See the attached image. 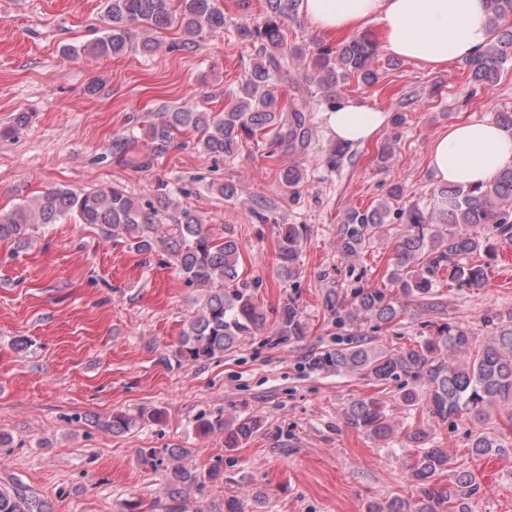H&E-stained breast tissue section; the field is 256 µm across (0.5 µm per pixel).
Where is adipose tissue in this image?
I'll return each instance as SVG.
<instances>
[{
    "label": "adipose tissue",
    "mask_w": 512,
    "mask_h": 512,
    "mask_svg": "<svg viewBox=\"0 0 512 512\" xmlns=\"http://www.w3.org/2000/svg\"><path fill=\"white\" fill-rule=\"evenodd\" d=\"M304 6L310 23L326 33L377 22L390 54L434 71L476 56L490 38L485 0H304ZM323 117L328 135L351 146L376 137L388 121L387 113L357 99ZM509 165L512 131L489 118L452 124L429 149V167L442 183L485 185Z\"/></svg>",
    "instance_id": "1"
}]
</instances>
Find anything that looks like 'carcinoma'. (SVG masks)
<instances>
[{
  "label": "carcinoma",
  "mask_w": 512,
  "mask_h": 512,
  "mask_svg": "<svg viewBox=\"0 0 512 512\" xmlns=\"http://www.w3.org/2000/svg\"><path fill=\"white\" fill-rule=\"evenodd\" d=\"M492 38L484 50L465 62L476 84L497 76L508 62L512 49V0H487ZM245 22L236 27L239 39L255 51L244 71L240 91L218 112L200 111L188 105L166 107L143 129L150 148L136 158L140 169H151L166 153L177 135L193 131L197 146L217 159L234 156L246 140L271 136L269 154L283 146L303 149L310 137L312 92L283 102L274 81L290 76L289 62L311 59L307 81L316 85L324 99L336 105L337 89L357 77L371 85L379 81L369 62L375 56V42L364 35L345 38L334 45L313 37L312 53L289 44L288 22L300 17L304 0H262V11L251 14L252 0H236ZM102 36L89 44L70 45L68 55L110 57L130 52L148 53L152 40H138V31L176 26L184 42L172 45L185 51L224 28V11L216 0H105ZM135 135L117 133L112 137V158L127 162L135 147ZM283 186L297 192L305 182L301 169L290 166L279 172ZM176 205L167 182L156 179L143 197L135 198L114 185L106 189L75 191L49 189L16 208L0 210V240L20 248L32 244L30 231L37 224H58L71 219L77 224H98L114 239H121L138 255L155 252L157 227ZM404 224V231L392 233V219ZM305 226L289 224L277 239L280 277L298 276ZM387 237L394 253L387 288H356L352 301L328 300L336 307V326L349 328L346 344L332 351L313 354L311 368L330 367L364 377L384 386L401 376L412 379L398 399L409 415H427L408 426L393 423L380 400L359 399L343 414L345 424L366 437L397 441L410 450L408 471L416 482L412 501L394 497L371 506L369 512H471L469 501L481 491L473 473L457 471L448 487L437 477L451 470L453 455L431 438L430 423L450 419L484 423L491 407L512 398V316L508 320L488 316L492 336L476 344L468 327L449 320L444 311L441 280L451 288H481L489 281V269L500 250L512 246V166L502 169L486 186L464 188L445 185L432 206L413 203L396 210L390 204L349 210L336 231V250L350 258L375 240ZM165 250L176 260L180 274L190 286L206 289L201 307L189 318L175 349L163 358L166 363L203 362L224 355L246 337L266 330L267 311L256 302L251 285L242 277L241 246L229 236L218 237L189 209L179 211L174 236L165 240ZM416 304L429 319L420 323L421 342L409 347L379 349L365 342L355 328L371 323L378 329L400 324V318ZM278 336H303L306 324L300 310L288 303L275 311ZM144 414L115 411L97 422V427L114 435L128 434L139 427ZM255 416L228 420L203 415L197 431L224 435V447L238 448L259 429ZM471 454L477 457L501 455L505 445L486 432L471 439ZM184 448H142V466L166 473L167 495L159 503L163 512H189L191 490L224 476L218 466L199 472L186 462ZM0 512H51L46 501L31 495L20 484L0 486Z\"/></svg>",
  "instance_id": "obj_1"
}]
</instances>
